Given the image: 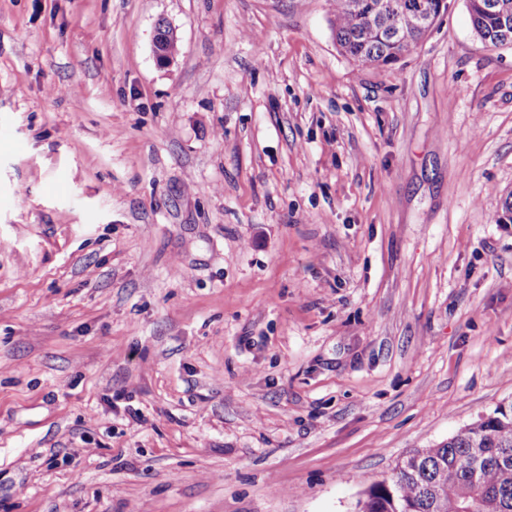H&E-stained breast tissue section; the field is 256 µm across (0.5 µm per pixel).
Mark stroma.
I'll use <instances>...</instances> for the list:
<instances>
[{
    "label": "stroma",
    "mask_w": 512,
    "mask_h": 512,
    "mask_svg": "<svg viewBox=\"0 0 512 512\" xmlns=\"http://www.w3.org/2000/svg\"><path fill=\"white\" fill-rule=\"evenodd\" d=\"M511 192L465 0L378 68L328 0H0V512H355L512 398ZM154 41L156 48L165 56L177 57L179 53V37L172 28L163 22L159 23L156 28Z\"/></svg>",
    "instance_id": "1"
}]
</instances>
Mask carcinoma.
<instances>
[{
	"mask_svg": "<svg viewBox=\"0 0 512 512\" xmlns=\"http://www.w3.org/2000/svg\"><path fill=\"white\" fill-rule=\"evenodd\" d=\"M403 2L330 0L339 51L359 67L400 61L432 30L416 27ZM467 9L481 42L512 46V0H467ZM154 41L164 55L177 57L172 28L159 23ZM367 495L369 512H512V399L448 440L414 450Z\"/></svg>",
	"mask_w": 512,
	"mask_h": 512,
	"instance_id": "cac0c4a2",
	"label": "carcinoma"
}]
</instances>
